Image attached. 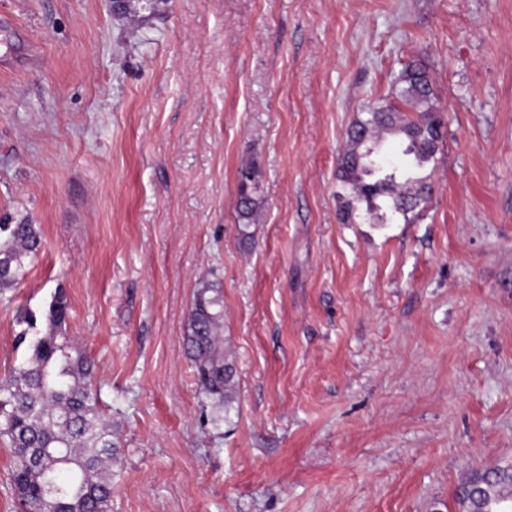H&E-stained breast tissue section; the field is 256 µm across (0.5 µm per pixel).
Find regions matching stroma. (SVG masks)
I'll return each instance as SVG.
<instances>
[{
  "label": "stroma",
  "instance_id": "stroma-1",
  "mask_svg": "<svg viewBox=\"0 0 512 512\" xmlns=\"http://www.w3.org/2000/svg\"><path fill=\"white\" fill-rule=\"evenodd\" d=\"M130 4L0 0V224L42 238L0 291V377L60 288L119 448L111 512H458L512 463V0ZM413 60L446 123L431 194L341 223L347 129ZM206 285L221 413L184 341ZM257 176L258 172L253 164L246 165L240 170L238 218L246 227L252 224L255 214L254 193L257 190Z\"/></svg>",
  "mask_w": 512,
  "mask_h": 512
}]
</instances>
